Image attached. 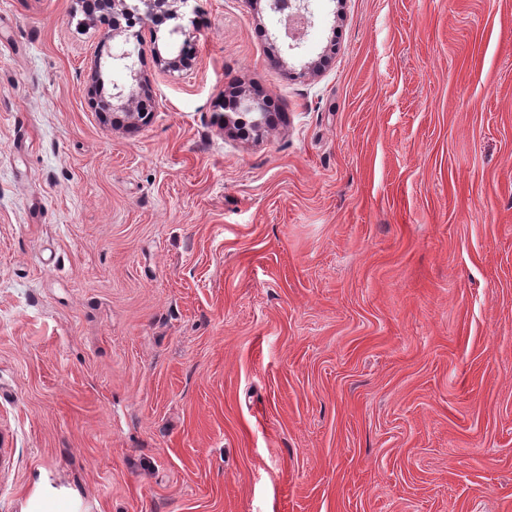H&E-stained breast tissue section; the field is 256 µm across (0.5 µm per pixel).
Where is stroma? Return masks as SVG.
I'll use <instances>...</instances> for the list:
<instances>
[{"mask_svg": "<svg viewBox=\"0 0 512 512\" xmlns=\"http://www.w3.org/2000/svg\"><path fill=\"white\" fill-rule=\"evenodd\" d=\"M308 4L0 0V512H512V0ZM127 0H100L99 5L103 11L112 12V17L118 11L127 18L124 31H130L137 25L146 26L154 24L158 18L177 19L178 16L169 8V0H138L133 8L126 3ZM171 34L176 38L171 43V58H162L159 50H153V55L158 61H163L168 69L179 71L190 66L194 59V36L191 31H187L181 24H175L171 29ZM132 56V51L124 45L113 48L112 53L108 56L112 70H122L126 75L125 85L121 87L114 86L117 91L112 93V100L115 99L117 103L115 105L112 103V108L124 110L126 111L125 114L131 117L135 115L140 117L150 112L151 100L145 92V79L141 72L134 68V65L130 62Z\"/></svg>", "mask_w": 512, "mask_h": 512, "instance_id": "stroma-1", "label": "stroma"}]
</instances>
